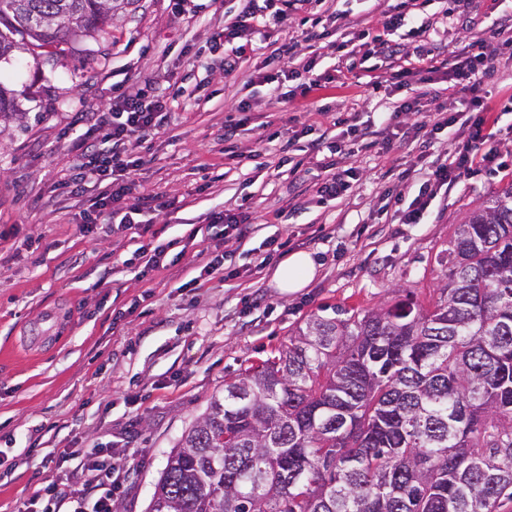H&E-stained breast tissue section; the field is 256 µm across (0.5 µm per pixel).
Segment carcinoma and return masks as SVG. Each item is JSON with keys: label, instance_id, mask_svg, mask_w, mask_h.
I'll list each match as a JSON object with an SVG mask.
<instances>
[{"label": "carcinoma", "instance_id": "cac0c4a2", "mask_svg": "<svg viewBox=\"0 0 512 512\" xmlns=\"http://www.w3.org/2000/svg\"><path fill=\"white\" fill-rule=\"evenodd\" d=\"M139 0H0V59ZM429 306L313 315L224 383L149 512H500L512 503V184L459 225Z\"/></svg>", "mask_w": 512, "mask_h": 512}]
</instances>
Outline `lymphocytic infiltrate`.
Listing matches in <instances>:
<instances>
[{
	"label": "lymphocytic infiltrate",
	"instance_id": "obj_1",
	"mask_svg": "<svg viewBox=\"0 0 512 512\" xmlns=\"http://www.w3.org/2000/svg\"><path fill=\"white\" fill-rule=\"evenodd\" d=\"M302 0H246L237 14L225 17L220 31L225 43L231 49L224 55L225 77H236L248 51L253 50L259 40L270 39L274 30H284L291 22L293 9ZM336 28L340 31L355 30L361 41L364 55L392 58L396 48L389 37L399 29H408L411 36L424 37L429 27L410 12L406 0H395L382 11L378 20L369 17L350 19L337 17ZM496 46L481 42L462 45L454 52V62L449 69H441L437 59L425 57L421 60L420 72L423 85L416 97L403 101L393 111L380 113L377 122L382 146H389L393 137L404 136L430 142L438 131L451 130L455 137L465 138L466 143L450 161L425 167L418 190L412 198L396 194V201L404 202L401 220L406 224L420 223L432 200L442 188L450 186L473 165L495 163L499 144L493 132L487 112L479 111L466 119H459L456 113L443 111L422 114L418 103L420 98L432 95L433 86L439 73H446L450 86L462 87L471 95H478L483 78L494 67L498 50L512 46V24L501 21L492 31ZM300 42L297 38L275 40V47L267 56L265 71L250 74L253 82L273 84L280 79L296 81L301 96H308L322 87L321 75L315 74L314 61L298 64ZM167 102L163 97L146 99L143 93L120 94L112 108L102 112L97 126L91 127L79 143L81 160L59 183L61 193L76 195L82 183L90 177L104 182L106 191L99 202L85 215L80 226L83 234H91L101 223L106 211L119 210L128 187L127 179L143 163L142 158L124 151V144L135 137H146L161 125ZM112 141L111 153L98 152V139ZM335 157L326 165L327 176L318 184L319 197L341 199L347 197L352 183L358 180L356 168L346 166L347 153L342 146H335ZM115 467V466H114ZM114 467L83 458L78 463L84 479L81 482L57 488L49 484L33 490L29 503L39 512H113L114 498L121 487L119 478L114 477Z\"/></svg>",
	"mask_w": 512,
	"mask_h": 512
}]
</instances>
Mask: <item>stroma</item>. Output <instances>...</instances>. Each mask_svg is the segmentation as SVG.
Here are the masks:
<instances>
[{
  "label": "stroma",
  "mask_w": 512,
  "mask_h": 512,
  "mask_svg": "<svg viewBox=\"0 0 512 512\" xmlns=\"http://www.w3.org/2000/svg\"><path fill=\"white\" fill-rule=\"evenodd\" d=\"M244 0H140L113 16L106 36L63 45L57 61L14 50L0 61V85L15 116L0 121V512H25L35 487L76 480L69 453L94 460L130 450L120 476L119 512H149L168 456L211 398L244 367L287 344L313 314L353 313L413 295L428 303L444 277L439 258L457 224L512 182V113L499 117L498 164L477 165L439 193L423 223L383 214L384 190L399 174L420 168L416 145L391 151L351 146L361 179L342 201L312 187L328 157L307 151L331 116L357 113L361 125L409 97V88L327 87L287 101L250 82L269 54L247 56L238 77L216 70L224 43L214 32ZM386 0H306L300 15L331 25L380 15ZM503 10L491 0H462L448 29L425 50L447 60L450 48L488 38ZM165 90L169 113L158 134L131 142L144 163L125 205L139 224L120 236L111 224L91 236L77 226L98 199L90 181L82 196L54 193L78 157L87 126L121 92L145 85ZM252 104L238 125L229 100ZM235 125L231 139L225 126ZM302 178H294V168ZM158 198L159 209L140 204ZM249 208L251 239L225 241L214 212ZM280 250L264 267L256 250ZM169 244L176 262L144 273L140 247ZM316 263L305 288L285 293L272 274L290 254ZM222 271L201 275L211 255ZM195 288H188L189 280ZM65 308L66 336L43 353L27 352L23 333L44 310Z\"/></svg>",
  "instance_id": "obj_1"
}]
</instances>
